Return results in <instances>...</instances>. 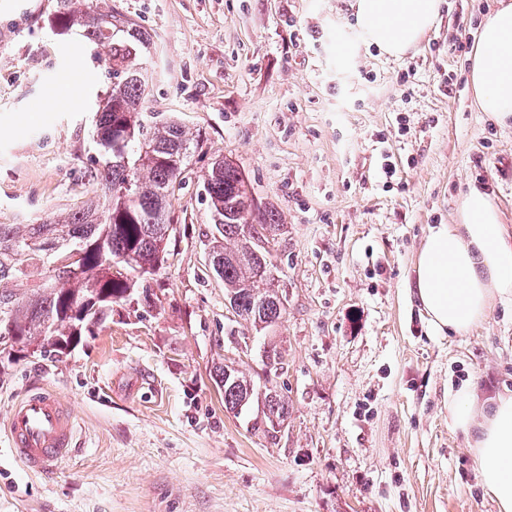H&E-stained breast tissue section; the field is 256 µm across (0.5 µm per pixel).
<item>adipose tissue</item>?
<instances>
[{
  "label": "adipose tissue",
  "mask_w": 512,
  "mask_h": 512,
  "mask_svg": "<svg viewBox=\"0 0 512 512\" xmlns=\"http://www.w3.org/2000/svg\"><path fill=\"white\" fill-rule=\"evenodd\" d=\"M356 23L390 56L415 47L432 28L441 0H354ZM469 83L479 108L512 122V0L484 20ZM406 294L439 336H465L496 306L512 305V232L489 195L473 188L457 221L433 225L415 260ZM448 426L465 434L470 456L497 512H512V392L480 399L469 387L448 392Z\"/></svg>",
  "instance_id": "obj_1"
}]
</instances>
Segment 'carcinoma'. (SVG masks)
<instances>
[{
    "instance_id": "1",
    "label": "carcinoma",
    "mask_w": 512,
    "mask_h": 512,
    "mask_svg": "<svg viewBox=\"0 0 512 512\" xmlns=\"http://www.w3.org/2000/svg\"><path fill=\"white\" fill-rule=\"evenodd\" d=\"M53 15L55 25L80 30L112 76L90 156L101 194L33 224H0V336L19 344L9 363L28 357L31 347L40 359L61 362L81 337L112 320V306L135 286L112 272V258L140 277L161 268L172 231L171 189L198 146L184 126L145 108V34L116 30L112 11L98 0H55ZM242 183L238 168L219 162L205 179L218 232L211 249L235 314L254 328L259 321L270 326L286 313L261 277L273 265L264 244L275 240L280 224L273 211L245 205ZM214 381L224 389L225 410L239 414L252 403L254 382L241 371L221 365ZM273 416L285 422L288 401L271 385L253 429L273 432Z\"/></svg>"
}]
</instances>
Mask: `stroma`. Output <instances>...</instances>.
<instances>
[{"mask_svg":"<svg viewBox=\"0 0 512 512\" xmlns=\"http://www.w3.org/2000/svg\"><path fill=\"white\" fill-rule=\"evenodd\" d=\"M149 33L145 107L199 146L172 193L163 267L63 361L0 378V512H496L448 387L512 391V310L437 336L405 286L435 224L485 190L512 229V129L468 82L497 0H444L417 48L365 41L351 0H110ZM52 0H0V224L92 197V120L111 81ZM232 162L282 226L272 252L287 300L276 325L234 319L214 272L204 181ZM397 173L385 179L382 167ZM285 352L268 369L265 347ZM288 403L276 437L235 416L218 362ZM37 385L69 404L71 454L34 476L7 448L10 403Z\"/></svg>","mask_w":512,"mask_h":512,"instance_id":"35a3bbf8","label":"stroma"}]
</instances>
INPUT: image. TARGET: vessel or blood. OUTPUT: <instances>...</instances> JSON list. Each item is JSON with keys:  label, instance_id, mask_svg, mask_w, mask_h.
I'll use <instances>...</instances> for the list:
<instances>
[{"label": "vessel or blood", "instance_id": "b4317fda", "mask_svg": "<svg viewBox=\"0 0 512 512\" xmlns=\"http://www.w3.org/2000/svg\"><path fill=\"white\" fill-rule=\"evenodd\" d=\"M74 418L58 394L28 390L9 410L8 445L14 459L37 475L54 473L72 446Z\"/></svg>", "mask_w": 512, "mask_h": 512}]
</instances>
